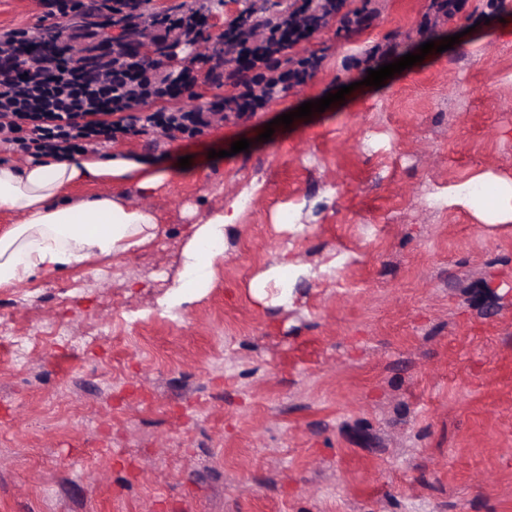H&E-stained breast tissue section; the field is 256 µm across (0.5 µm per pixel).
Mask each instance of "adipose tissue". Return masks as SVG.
Returning a JSON list of instances; mask_svg holds the SVG:
<instances>
[{
    "label": "adipose tissue",
    "mask_w": 512,
    "mask_h": 512,
    "mask_svg": "<svg viewBox=\"0 0 512 512\" xmlns=\"http://www.w3.org/2000/svg\"><path fill=\"white\" fill-rule=\"evenodd\" d=\"M178 173L169 162H146L113 155H84L35 164L0 162V210L16 224L0 231V288H17L38 275L62 272L98 258H117L153 242L161 225L146 205L126 201L124 190L157 189ZM100 185L99 193L79 202L71 190ZM239 211L229 204L193 232L185 249V271L169 300L194 296L208 282L213 259L209 241L236 224Z\"/></svg>",
    "instance_id": "1"
}]
</instances>
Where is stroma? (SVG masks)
<instances>
[{
	"label": "stroma",
	"instance_id": "1",
	"mask_svg": "<svg viewBox=\"0 0 512 512\" xmlns=\"http://www.w3.org/2000/svg\"><path fill=\"white\" fill-rule=\"evenodd\" d=\"M429 4L340 0L286 51L319 57L305 84L198 136L112 142L190 165L150 197L153 243L0 288L32 339L24 367L0 350V512H512V222L462 193L512 182V0L431 28ZM42 16L0 0V34ZM232 202L209 287L167 305L194 225ZM284 255L285 298L262 278Z\"/></svg>",
	"mask_w": 512,
	"mask_h": 512
}]
</instances>
